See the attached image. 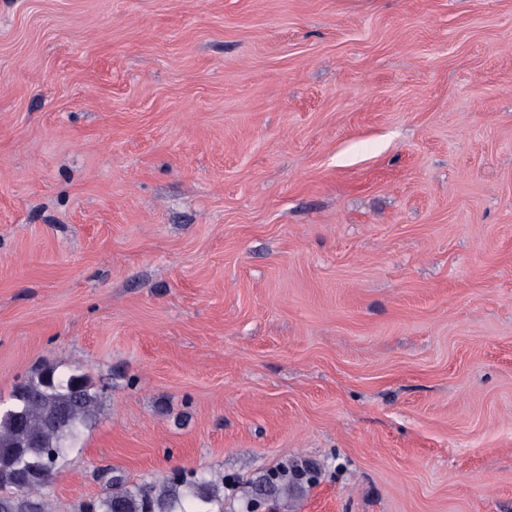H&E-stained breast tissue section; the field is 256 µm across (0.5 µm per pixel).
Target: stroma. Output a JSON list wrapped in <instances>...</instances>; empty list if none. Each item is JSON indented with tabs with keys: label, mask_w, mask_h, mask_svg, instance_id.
Here are the masks:
<instances>
[{
	"label": "stroma",
	"mask_w": 512,
	"mask_h": 512,
	"mask_svg": "<svg viewBox=\"0 0 512 512\" xmlns=\"http://www.w3.org/2000/svg\"><path fill=\"white\" fill-rule=\"evenodd\" d=\"M103 406L52 512H512V0H0V400ZM224 500V477L207 471L179 472L167 482L129 484L111 473L102 495L83 512H214L212 505Z\"/></svg>",
	"instance_id": "stroma-1"
}]
</instances>
